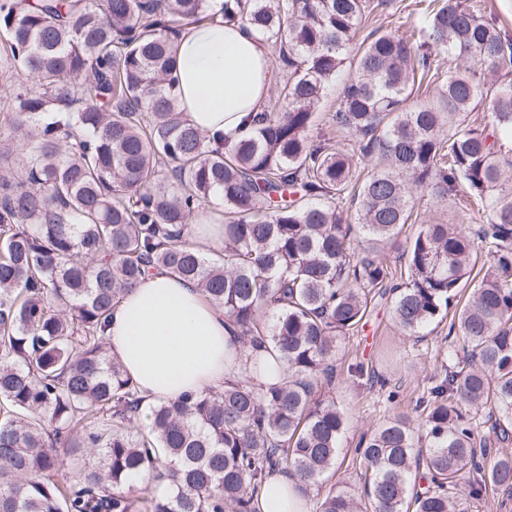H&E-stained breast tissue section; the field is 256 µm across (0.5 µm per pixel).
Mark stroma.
Here are the masks:
<instances>
[{"instance_id": "obj_1", "label": "stroma", "mask_w": 512, "mask_h": 512, "mask_svg": "<svg viewBox=\"0 0 512 512\" xmlns=\"http://www.w3.org/2000/svg\"><path fill=\"white\" fill-rule=\"evenodd\" d=\"M391 303L372 301L367 323L358 333L341 339L336 349V404L348 418L343 447L329 475L328 485L312 490L309 498L320 505L329 484L360 490L364 467L355 452L363 434L371 433L386 419L414 416L417 401L426 395L432 378L441 372L448 353L447 324L427 336H405L391 318ZM355 362L385 375L397 395L372 388L367 377L350 375L348 367Z\"/></svg>"}]
</instances>
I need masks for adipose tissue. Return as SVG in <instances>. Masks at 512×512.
<instances>
[{
    "label": "adipose tissue",
    "instance_id": "obj_1",
    "mask_svg": "<svg viewBox=\"0 0 512 512\" xmlns=\"http://www.w3.org/2000/svg\"><path fill=\"white\" fill-rule=\"evenodd\" d=\"M179 109L212 137L243 134L261 112L275 80L268 42L228 26L220 10L183 28L176 45ZM105 334L146 402L174 401L223 385L240 353L270 362L268 347H243L224 310L193 283L157 270L120 300ZM258 512H309L296 479L274 472L256 498Z\"/></svg>",
    "mask_w": 512,
    "mask_h": 512
}]
</instances>
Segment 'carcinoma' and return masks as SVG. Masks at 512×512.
<instances>
[{"label": "carcinoma", "instance_id": "carcinoma-1", "mask_svg": "<svg viewBox=\"0 0 512 512\" xmlns=\"http://www.w3.org/2000/svg\"><path fill=\"white\" fill-rule=\"evenodd\" d=\"M419 2L408 34L371 31L351 52L373 0H223L224 22L274 46L288 80L249 134L218 143L178 110L173 76L182 27L212 0H0V512H256L277 470L309 494L347 425L337 339L378 295L409 336L453 314L463 356L449 347L419 401L426 444L407 418L386 421L356 448L363 494L333 485L319 512H457L460 497L512 492V455L488 458L476 420L512 439V80L478 73L512 74V40L467 0ZM445 54L471 66L449 77ZM17 66L31 85L11 82ZM344 69L331 122L356 141H313L314 104ZM480 105L490 134L472 118ZM418 191L457 200L461 216L421 224L399 270L382 253ZM213 199L224 248L211 254L184 229ZM478 247L484 274L461 306ZM157 268L224 307L243 344H269L286 381L255 386L245 359L224 387L157 403L140 425L142 397L104 330ZM66 466L77 472L61 480ZM148 469L165 493L136 488Z\"/></svg>", "mask_w": 512, "mask_h": 512}]
</instances>
